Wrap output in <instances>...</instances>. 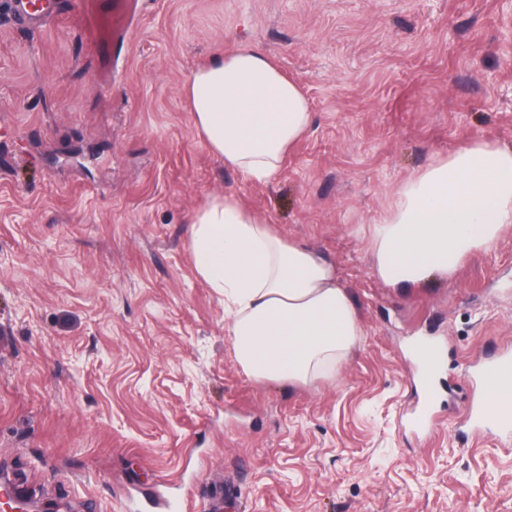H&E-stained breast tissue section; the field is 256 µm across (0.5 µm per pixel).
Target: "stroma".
Wrapping results in <instances>:
<instances>
[{"instance_id": "35a3bbf8", "label": "stroma", "mask_w": 512, "mask_h": 512, "mask_svg": "<svg viewBox=\"0 0 512 512\" xmlns=\"http://www.w3.org/2000/svg\"><path fill=\"white\" fill-rule=\"evenodd\" d=\"M0 0V468L76 512H512V430L474 433L477 369L512 349V224L452 275L374 268L410 177L476 139L512 150V0ZM262 50L313 124L271 182L206 147L184 88ZM232 196L332 263L363 334L312 385L236 363L189 251ZM425 339L436 425L413 430ZM15 9L17 13L29 20L35 21L45 15L50 14L54 9L55 0H15Z\"/></svg>"}]
</instances>
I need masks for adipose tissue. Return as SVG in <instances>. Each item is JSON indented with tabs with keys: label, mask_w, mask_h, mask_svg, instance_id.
Masks as SVG:
<instances>
[{
	"label": "adipose tissue",
	"mask_w": 512,
	"mask_h": 512,
	"mask_svg": "<svg viewBox=\"0 0 512 512\" xmlns=\"http://www.w3.org/2000/svg\"><path fill=\"white\" fill-rule=\"evenodd\" d=\"M186 92L209 150L260 184L276 178L313 122L301 87L253 48L199 67ZM508 224L512 152L473 141L400 186L372 229L375 272L396 288L453 274L469 253L490 250ZM190 251L198 275L223 295L235 360L256 381L330 378L362 334L335 267L234 197L213 198L198 213Z\"/></svg>",
	"instance_id": "obj_1"
}]
</instances>
